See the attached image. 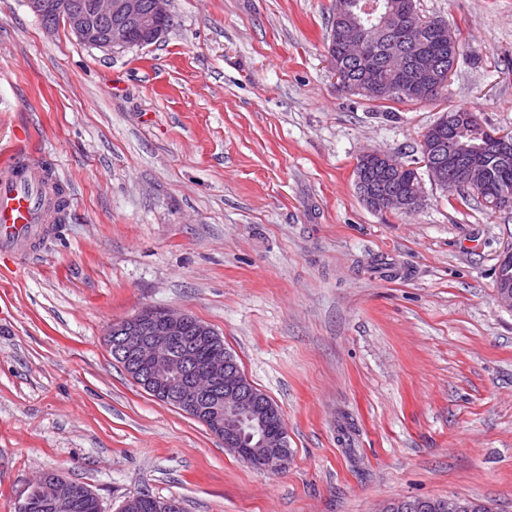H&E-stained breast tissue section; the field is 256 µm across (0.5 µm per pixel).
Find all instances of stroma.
<instances>
[{"mask_svg": "<svg viewBox=\"0 0 512 512\" xmlns=\"http://www.w3.org/2000/svg\"><path fill=\"white\" fill-rule=\"evenodd\" d=\"M417 3L461 49L415 103L338 86L336 0H171L159 42L117 53L0 0V156L25 145L71 198L32 262L0 251V512L48 471L102 512L142 493L184 512H512V206L429 184L384 213L355 185L363 150L413 163L443 113L512 131V0ZM146 307L219 333L283 414L286 471L255 470L113 359L109 326ZM461 501L467 506L464 512H491L486 505L468 499L459 500L456 497H448L437 499L436 502L428 503L429 511L431 512H462L463 506Z\"/></svg>", "mask_w": 512, "mask_h": 512, "instance_id": "obj_1", "label": "stroma"}]
</instances>
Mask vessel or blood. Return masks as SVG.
Returning a JSON list of instances; mask_svg holds the SVG:
<instances>
[{
  "mask_svg": "<svg viewBox=\"0 0 512 512\" xmlns=\"http://www.w3.org/2000/svg\"><path fill=\"white\" fill-rule=\"evenodd\" d=\"M54 189L48 168L25 147L0 161V248L23 262L34 258L32 242L54 220Z\"/></svg>",
  "mask_w": 512,
  "mask_h": 512,
  "instance_id": "1",
  "label": "vessel or blood"
}]
</instances>
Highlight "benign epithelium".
I'll list each match as a JSON object with an SVG mask.
<instances>
[{"label":"benign epithelium","instance_id":"obj_1","mask_svg":"<svg viewBox=\"0 0 512 512\" xmlns=\"http://www.w3.org/2000/svg\"><path fill=\"white\" fill-rule=\"evenodd\" d=\"M169 0H27L29 9L46 21L44 29L54 25L49 17L56 15L84 45L107 52L157 43L171 27ZM362 12L366 23L347 19L348 27L331 30V43L343 37L354 52L352 63L345 65L328 52L331 69L342 88L369 96L396 93L400 96L423 89L420 80L430 69L421 55L423 38L416 33L405 45L402 55L409 64L408 76L400 82H380L387 70L377 49L375 35L397 16L395 9L382 0H369ZM432 28L448 43L449 55L457 49V36L442 20H434ZM464 116L445 112L426 134L429 141L422 149V165L430 180L448 189L453 185L478 193L483 185V169L476 153H466L452 144L454 134ZM360 163L369 168L374 161L382 169L400 173L407 166L385 152L365 151ZM358 191L366 204L378 211L411 213L423 202L424 183L415 181L408 194L399 196L360 180ZM217 332L196 321L183 311L145 308L138 314L110 326L107 339L112 355L122 367L145 377V385L158 399L175 405L202 423L223 440L224 447L262 472H282L288 468L283 453L286 427L274 422L280 416L271 401L262 402L247 387L248 378L224 345H214ZM35 494L47 512H78L79 500L75 482L56 473L44 475ZM429 512H463L456 497L428 503Z\"/></svg>","mask_w":512,"mask_h":512}]
</instances>
